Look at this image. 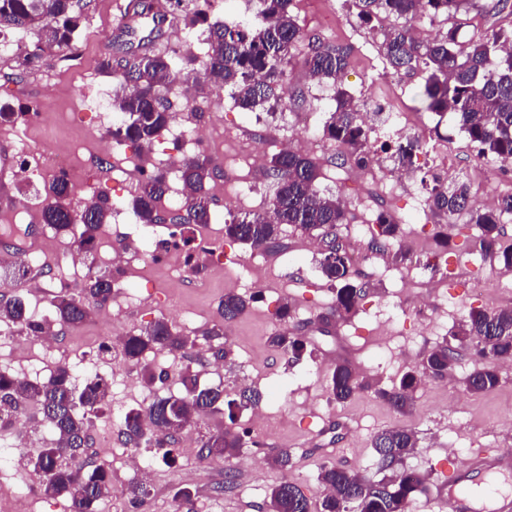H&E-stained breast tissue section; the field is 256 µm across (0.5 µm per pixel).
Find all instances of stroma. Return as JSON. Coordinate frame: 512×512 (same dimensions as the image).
I'll list each match as a JSON object with an SVG mask.
<instances>
[{"mask_svg":"<svg viewBox=\"0 0 512 512\" xmlns=\"http://www.w3.org/2000/svg\"><path fill=\"white\" fill-rule=\"evenodd\" d=\"M129 0H91L84 10L79 37L71 50L49 53L42 70L24 79L5 80L12 62L0 56V105L13 110L35 103L44 112V126L31 129L26 137L39 148L67 145L73 152V176L89 184L97 193L108 194L117 215L103 225L98 239V257L106 259L109 246L123 239L125 220L131 219L126 186L135 182L136 166L168 167L169 155L152 151L140 156L133 144L120 146L102 166L96 146L101 123L100 112L113 111L115 84L111 75L101 72L97 62L105 51L121 55L115 40L127 23ZM294 12L304 33L349 47V65L341 83L358 101L366 104L379 100L410 113L413 126L407 135L418 140L421 148L412 166L403 168L390 163L389 171L378 177L353 175L351 164L342 163L348 149L324 138V125L334 111L331 84L309 82L300 57H293L287 67L288 93L282 111L270 116L246 112L236 107L227 92H196L185 98L180 86L166 90L173 112L183 117L202 111L208 114L214 136L223 137L220 149L210 158L219 177L206 184L210 190L213 213L235 214L261 212L270 207L272 194L263 169L250 167L247 156L254 147L265 154L280 150L281 140L313 137L324 140L325 149L315 154L321 193L347 203V224L338 229L341 240H348L350 226L373 224L379 212H388L401 226L404 243L439 251L435 231L449 237L448 265L454 274L444 280L433 279L430 272L384 269L374 263L361 266V280L369 292L358 310L344 319L329 315L334 302L330 287L320 277L305 276L304 271L317 265L318 259L303 254L300 232L285 228V247L275 253L228 241L224 249L242 266H263L266 286L262 290L237 284V293L249 298L248 310L231 322L232 356L220 365L202 359H189L178 352L154 349L150 358L156 372L165 379L159 394L180 391L179 378L187 364L201 372L203 383L235 394L241 382H248L263 395L262 407L276 423L273 435L254 434L240 456L229 460H200L197 449L204 436L223 430L225 421L212 416L186 428L182 436L192 439L194 448L179 451L174 466L151 461L154 480L145 499H132L128 492L135 479L122 460H107L97 455V462H110L112 495L100 502L97 512H265L266 492L281 478L296 481L312 505H319L324 489L318 480L322 464L334 463L353 472L376 476V458L371 446L375 433L389 427H405L418 437V450L409 457L405 468L431 472L432 482H443L448 465L470 457L477 450L512 451V363L500 370V385L473 395L466 391L464 379L474 367L470 355H463L459 366L442 380H423L416 388L411 411L400 414L372 392H362L349 401L329 402L326 380L331 365L351 361L366 378L388 387L397 382L408 368L417 366L433 345L472 309L495 311L512 306V272L497 260L481 256L477 239L479 229L459 218L454 222L432 212L426 204L428 192L423 176L435 175L434 156L439 147L447 148L454 167L449 180H465L472 187L476 205L490 196L512 193V172L487 162L479 148L462 132L451 114L436 115L421 109L418 91L423 83L419 74H395L385 68L379 42L369 39L367 29L349 8L346 0H297ZM97 88L102 96L100 107H93L85 93ZM310 114L309 126L296 123L298 113ZM405 172V184H396L392 176ZM28 237L41 239L47 264L40 280L43 289L0 280V299L21 298L32 316L49 309L59 287H66L74 298L84 295L85 276L68 272L72 253L63 239L45 224H27ZM66 275L65 285H58L56 274ZM483 281L485 291L473 295L470 281ZM127 294L115 323L131 330L148 327L165 319L176 330L195 337L200 348H209L202 339L204 330L219 322L218 306L224 296V274L211 276L204 284L169 280L165 267H158L153 284L144 285L135 269H128ZM293 308V326L297 327L313 349L310 358L297 362L273 350L267 338L282 326L276 310L282 302ZM112 327L84 320L75 326L57 327V345L43 349L37 337L16 331L13 340L0 343V371L18 377L45 379L58 365H68L74 383L86 375H105L110 384L105 411L94 419L93 430L112 434L113 447H121L119 424L130 409L142 405L144 385L138 369L123 363L122 373L112 371V357H99L101 344L112 343ZM288 451L292 466L281 471L268 464L269 453ZM194 474L190 501L175 499L185 474ZM236 477L232 492L216 493L226 474Z\"/></svg>","mask_w":512,"mask_h":512,"instance_id":"1","label":"stroma"}]
</instances>
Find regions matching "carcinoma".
<instances>
[{
    "mask_svg": "<svg viewBox=\"0 0 512 512\" xmlns=\"http://www.w3.org/2000/svg\"><path fill=\"white\" fill-rule=\"evenodd\" d=\"M181 13L184 28L202 37L204 53L192 48L160 52L141 57L112 56L104 52L99 68L112 74L118 90L116 107L121 119L112 125L110 135L117 143H138L150 148L168 130L175 114L162 92L191 73L203 75L214 91L230 90L234 105L247 112L272 113L282 105L288 93L286 67L292 51L305 45L303 65L319 82L338 84L348 66L350 49L333 45L318 35L303 33L293 14L294 0H258L253 20L237 23L209 22V0H185ZM361 22L368 25L382 16L390 23L380 30L386 67L394 73L421 70L424 84L418 93L421 109L443 115L450 113L471 142L480 146L484 157L506 165L512 162V29L489 25L466 43L457 40L460 17L471 11H503L508 0H350ZM137 20H150L152 31L166 16L156 11L154 0L129 3ZM423 16H444L457 23L430 41L412 38L415 23ZM79 28L75 0H0V37L26 36L28 51L15 60L7 78L20 79L41 68L46 52L72 47ZM499 56L498 69L489 70L492 57ZM336 107L324 125L325 136L347 145L355 164L363 166L377 150L392 152L402 165L412 164L420 144L414 140L377 143L373 130L360 118V105L346 91H336ZM175 174L195 194L186 214L174 213L163 206L169 190L167 171L153 167L141 173L130 200L137 224L169 222L183 234L187 226L211 223L210 203L203 193L206 180L216 175L202 154L176 157ZM265 177L274 186L272 215L239 216L228 213L224 237L246 243L266 252L283 248V227H293L312 237L326 239L327 250L320 253L318 272L335 292L333 310L337 316L356 311L365 293L364 284L355 278L342 245L336 243L339 226L348 223L347 211L336 197H327L316 188L317 167L307 156L280 151L271 156ZM432 209L448 219L465 216L481 231L480 251L512 268V245L500 243L499 224L512 216V193L498 197L494 208L474 205L471 186L465 181L446 184L434 181L429 197ZM112 201L99 197L81 211L72 205L70 181L52 182L42 207V223L54 234L73 237L81 226V246L93 252L99 228L108 223ZM377 237L369 243L377 249L391 244L400 233V225L382 211L377 215ZM85 298L56 295L51 301L53 320L77 325L86 318L87 304L105 303L112 297V277L94 275L86 280ZM244 296L228 291L220 303L224 322L230 323L248 307ZM9 320L39 336L47 322L27 312L23 301L15 299L0 304V320ZM276 351L299 360L308 351L304 337L288 328L268 337ZM159 346L172 352L196 348L195 340L175 330L160 319L144 330L123 337L122 358L140 367L142 382L149 386L155 373L145 362L147 351ZM467 348L478 358V365L465 377L467 392L481 394L500 383L498 364L512 360V308L494 313L472 309L449 332L448 337L432 347L420 365L404 373L399 383L384 388L360 377L347 361H338L327 380L329 399L347 402L356 392L372 391L394 411L405 414L413 407V392L424 378L439 379L451 374L459 362V350ZM184 393L156 397L144 407L129 410L121 420L122 433L135 448L150 449L165 464L175 460L176 436L188 425L206 416L221 414L235 421L245 410L262 402V395L244 390L236 399H228L218 387L200 384L199 375L185 370L180 379ZM107 380L94 375L80 387L71 381L68 367L55 369L49 379H27L0 372V429L14 428L13 413L21 405L35 408L42 423L52 433V441L27 456L31 470L44 473L43 490L50 496H63L73 512H95V505L112 494L108 468L99 464L86 469L82 461L89 447L90 419L97 415L108 392ZM250 440L246 428L226 429L203 440L201 459H230L239 455ZM379 471L392 475L374 480L355 474L334 463L322 465L319 480L327 489L319 512H406L409 499L427 491V480L412 471L394 470L415 453L417 440L404 427L384 429L371 440ZM267 512H312L309 498L300 486L284 477L269 489Z\"/></svg>",
    "mask_w": 512,
    "mask_h": 512,
    "instance_id": "cac0c4a2",
    "label": "carcinoma"
}]
</instances>
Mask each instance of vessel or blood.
Masks as SVG:
<instances>
[{
  "mask_svg": "<svg viewBox=\"0 0 512 512\" xmlns=\"http://www.w3.org/2000/svg\"><path fill=\"white\" fill-rule=\"evenodd\" d=\"M478 475L488 479L499 475L505 477L512 475V455L478 452L461 462L452 464L448 469L445 485L453 512H472L471 482L473 477Z\"/></svg>",
  "mask_w": 512,
  "mask_h": 512,
  "instance_id": "obj_1",
  "label": "vessel or blood"
}]
</instances>
